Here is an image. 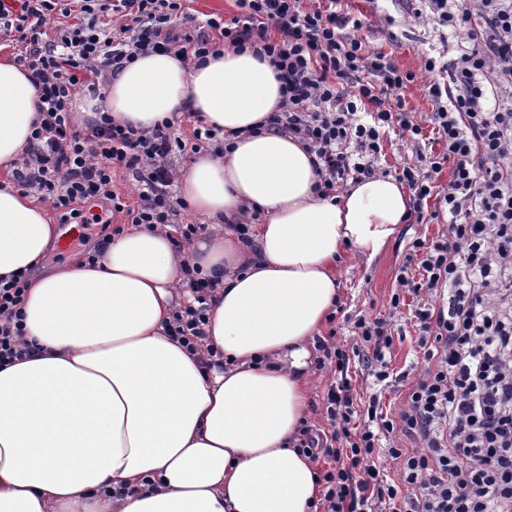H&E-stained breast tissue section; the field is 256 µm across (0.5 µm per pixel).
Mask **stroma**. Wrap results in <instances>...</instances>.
I'll return each mask as SVG.
<instances>
[{"label":"stroma","mask_w":512,"mask_h":512,"mask_svg":"<svg viewBox=\"0 0 512 512\" xmlns=\"http://www.w3.org/2000/svg\"><path fill=\"white\" fill-rule=\"evenodd\" d=\"M353 13L363 14L367 22L377 25L372 36L373 44L387 43L396 38L395 52L401 68L413 71L416 78L403 91L408 110L417 121H424L431 111L425 86L431 81V74L423 70V58L432 55L450 61L456 58L466 37L441 40V30L434 22L415 20L410 6L394 9L390 0H350ZM392 15L394 25H387L385 15ZM447 226L443 223L398 225L395 235L383 251L370 261L344 259L340 268L341 289L338 300L344 316L335 320L336 340L344 347H351L352 337L345 322L346 317L363 315L369 318H390L393 326L394 345L391 367L397 372H407V379L395 386L384 389L382 398L391 410H398L409 390L427 366L426 357L417 343L418 334L414 327L412 310L416 303L426 302L427 293L412 294L400 289L396 275L405 261L409 246L414 239L432 240L438 237ZM399 294V308H391L392 294Z\"/></svg>","instance_id":"35a3bbf8"}]
</instances>
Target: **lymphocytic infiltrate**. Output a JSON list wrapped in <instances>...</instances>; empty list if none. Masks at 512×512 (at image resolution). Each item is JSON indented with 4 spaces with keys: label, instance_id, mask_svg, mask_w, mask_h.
<instances>
[{
    "label": "lymphocytic infiltrate",
    "instance_id": "f902f5d3",
    "mask_svg": "<svg viewBox=\"0 0 512 512\" xmlns=\"http://www.w3.org/2000/svg\"><path fill=\"white\" fill-rule=\"evenodd\" d=\"M422 2L415 18L429 16L470 42L452 62L425 57L426 71L449 76L427 87L426 127L405 108L402 91L413 73L371 48L363 21L342 0H235L236 15L203 20L192 0H0V36L18 47L17 60L40 93L30 159L13 180L83 226L121 234L118 214L148 230L179 224L187 205L173 192V155L224 139L222 129L200 121L188 140L169 121L141 128L104 115L93 126L75 125L76 93L97 89L101 74L148 52L202 58L249 47L269 58L285 108L267 126L298 136L315 154L323 197L348 179L375 176L390 131L400 130L417 148L416 164L402 169L412 193L408 216L448 223L435 241L412 242L397 276L400 286L441 298L414 310L428 366L391 418L377 397L364 406L354 401L348 376L355 356L377 383L405 380L386 359L390 320H354L350 354L319 339L336 367L325 396L332 432L302 428L298 448L311 460L333 462L318 477L322 512H512V0H480L477 12L472 0ZM58 16L65 24L46 39ZM429 140L443 150L423 151ZM448 162L452 176L442 189L435 176ZM119 170L136 182V202L116 190ZM97 202L105 203L103 212L83 213V205ZM190 287L195 302L174 313L169 330L192 350L205 336L213 284L198 278ZM27 290L26 274L0 278V365L28 353L19 342ZM397 431L414 448L382 449V438ZM383 451L399 464L396 482L377 463Z\"/></svg>",
    "mask_w": 512,
    "mask_h": 512
}]
</instances>
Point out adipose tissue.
I'll list each match as a JSON object with an SVG mask.
<instances>
[{"label":"adipose tissue","instance_id":"obj_1","mask_svg":"<svg viewBox=\"0 0 512 512\" xmlns=\"http://www.w3.org/2000/svg\"><path fill=\"white\" fill-rule=\"evenodd\" d=\"M39 100L1 55V169L27 159ZM185 107L224 131L223 154L200 151L177 177L213 234L180 247L171 228L133 226L96 265L61 266L44 208L0 185V277L29 274L36 347L0 365V512H315L296 442L339 261L377 256L410 196L385 175L321 196L302 140L261 127L283 96L249 49L142 55L71 102L85 127L107 113L146 128ZM255 210L265 223L237 234ZM189 267L214 285L194 354L167 334Z\"/></svg>","mask_w":512,"mask_h":512}]
</instances>
